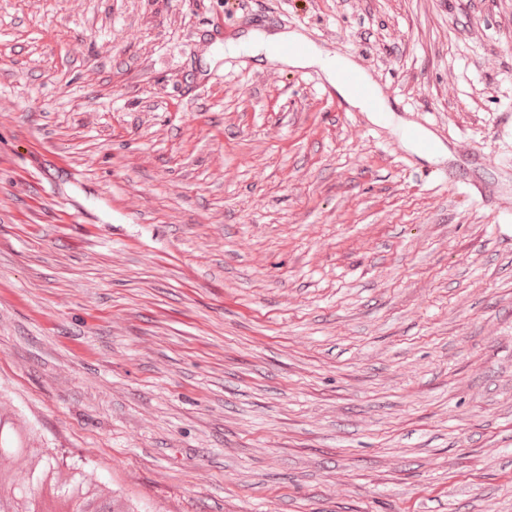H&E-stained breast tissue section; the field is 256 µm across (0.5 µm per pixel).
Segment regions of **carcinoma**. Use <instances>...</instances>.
I'll use <instances>...</instances> for the list:
<instances>
[{
	"label": "carcinoma",
	"instance_id": "carcinoma-1",
	"mask_svg": "<svg viewBox=\"0 0 512 512\" xmlns=\"http://www.w3.org/2000/svg\"><path fill=\"white\" fill-rule=\"evenodd\" d=\"M24 452L23 448H0V480L5 473L12 471L11 465ZM60 473V463L48 455L40 457L37 465L20 469L10 478L9 497L0 494V512H41L37 491L49 477L54 484L60 485L61 491L70 500L72 512H132L118 507L112 498L98 500L88 495L79 477L59 483Z\"/></svg>",
	"mask_w": 512,
	"mask_h": 512
}]
</instances>
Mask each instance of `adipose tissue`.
<instances>
[{
	"label": "adipose tissue",
	"mask_w": 512,
	"mask_h": 512,
	"mask_svg": "<svg viewBox=\"0 0 512 512\" xmlns=\"http://www.w3.org/2000/svg\"><path fill=\"white\" fill-rule=\"evenodd\" d=\"M298 34L289 32H276L271 34H249L239 42L240 50L246 51L251 57L267 60H277L291 67L319 68L327 81L336 86L338 92L351 105L364 107L365 101L356 95L350 87L340 84L338 74L340 71L350 69L351 61L332 56L330 52L313 47L301 54H283L285 45L299 42Z\"/></svg>",
	"instance_id": "ef3b65f1"
}]
</instances>
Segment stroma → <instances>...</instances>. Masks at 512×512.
<instances>
[{"mask_svg": "<svg viewBox=\"0 0 512 512\" xmlns=\"http://www.w3.org/2000/svg\"><path fill=\"white\" fill-rule=\"evenodd\" d=\"M0 421L132 512H512V0H0ZM296 42H303L300 35L289 32H276L271 34H249L238 44H229L231 50H243L249 53L253 58H259V60H277L288 64L291 67L307 68L317 67L325 75L327 81L336 88V90L342 95V97L351 105L360 107L367 112H378L374 117L379 120H385V113L389 112L387 107L381 102L379 109L370 111L368 109H376L378 104L375 99L369 98L366 102L362 97L356 95L352 90H355L357 94L364 97H369L370 92L364 85L360 75L352 70L356 69L354 64L347 60L341 59L336 56H332L330 52L323 49H319L315 46L310 47V50L302 54H288L283 55L281 49L287 45ZM306 50V45L303 43L288 45L285 48L286 53H300ZM345 70V71H342ZM357 70V69H356ZM340 73V81L345 83L346 86L340 83L338 80V74Z\"/></svg>", "mask_w": 512, "mask_h": 512, "instance_id": "obj_1", "label": "stroma"}]
</instances>
